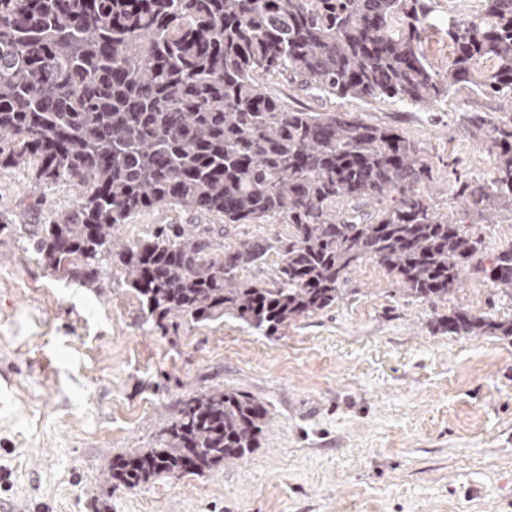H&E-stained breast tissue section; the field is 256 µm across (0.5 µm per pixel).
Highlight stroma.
Instances as JSON below:
<instances>
[{"label": "stroma", "instance_id": "obj_1", "mask_svg": "<svg viewBox=\"0 0 512 512\" xmlns=\"http://www.w3.org/2000/svg\"><path fill=\"white\" fill-rule=\"evenodd\" d=\"M424 54L445 74L448 19L482 0H427ZM288 107L355 113L413 141L433 170L438 211L462 218L458 182L488 178L485 134L468 113L504 103L457 86L432 107L319 98L286 77L263 81ZM77 187L0 168V503L25 512H512V338L437 331L465 309L512 318V299L467 274L447 302L400 294L369 260L326 312L263 336L228 319L145 324L120 265L96 285L26 252L16 227L49 224ZM178 207L120 225L127 243L160 224H216ZM233 389L262 401L260 446L201 475L139 487L107 483L113 456L154 445L181 398Z\"/></svg>", "mask_w": 512, "mask_h": 512}]
</instances>
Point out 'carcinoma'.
<instances>
[{
  "instance_id": "carcinoma-1",
  "label": "carcinoma",
  "mask_w": 512,
  "mask_h": 512,
  "mask_svg": "<svg viewBox=\"0 0 512 512\" xmlns=\"http://www.w3.org/2000/svg\"><path fill=\"white\" fill-rule=\"evenodd\" d=\"M426 0H0V166L81 188L76 206L29 230L27 250L89 284L117 261L145 322L230 318L264 335L335 305L374 260L403 296L445 302L465 272L512 299V241L484 261L481 240L417 186L434 181L421 149L351 112L290 110L261 83L291 82L338 99L426 105L459 84L512 98V0H483L448 20L443 79L426 62ZM486 128L485 183L458 189L472 223L512 208V118ZM398 203L370 222L354 200ZM226 224H286L288 236L220 244L187 224L138 243L115 230L163 205ZM271 251L272 282L239 278ZM442 332L512 338V319L466 310ZM268 412L236 390L179 402L155 448L112 459L106 482L135 488L239 460L259 447Z\"/></svg>"
}]
</instances>
